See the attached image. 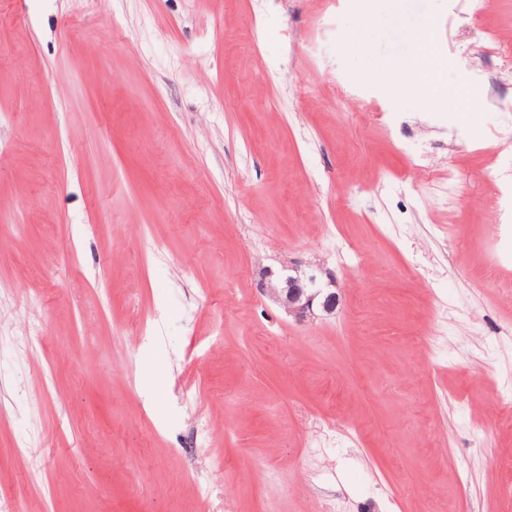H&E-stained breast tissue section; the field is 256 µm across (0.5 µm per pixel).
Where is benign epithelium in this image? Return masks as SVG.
<instances>
[{
  "label": "benign epithelium",
  "instance_id": "7a95c632",
  "mask_svg": "<svg viewBox=\"0 0 512 512\" xmlns=\"http://www.w3.org/2000/svg\"><path fill=\"white\" fill-rule=\"evenodd\" d=\"M335 284L332 273L322 269L310 273L294 270L292 273L263 285L288 309V312L305 317L319 309L327 314L336 310V293L330 291Z\"/></svg>",
  "mask_w": 512,
  "mask_h": 512
}]
</instances>
